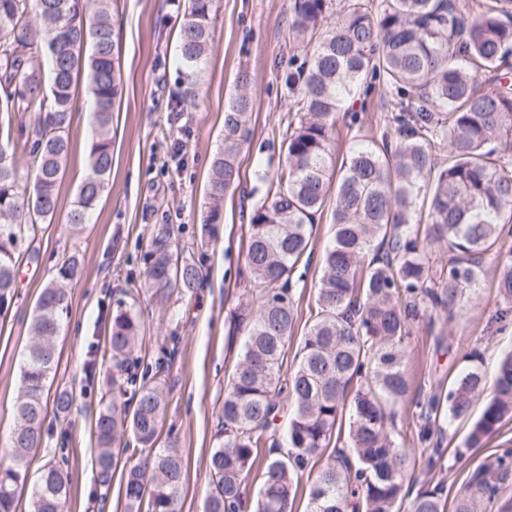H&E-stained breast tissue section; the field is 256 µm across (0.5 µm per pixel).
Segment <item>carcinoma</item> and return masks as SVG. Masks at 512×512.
<instances>
[{"label":"carcinoma","mask_w":512,"mask_h":512,"mask_svg":"<svg viewBox=\"0 0 512 512\" xmlns=\"http://www.w3.org/2000/svg\"><path fill=\"white\" fill-rule=\"evenodd\" d=\"M212 2L184 0L179 51L188 100L198 95L214 43ZM332 2L293 3L290 29L309 62L288 72L297 121L283 134L284 167L270 183L271 200L253 211L247 229L245 269L262 296L256 311L232 315L245 341L224 389L204 512H291L304 482L309 512H447L445 481L428 477L448 470L445 424L470 416L490 376L493 395L455 456L481 447L512 418V351L490 368L473 350L446 394L412 400L417 441L432 445L421 481L396 423L411 390L408 340L426 317L454 321L462 296L481 288L489 262L502 304L496 321L512 324V245L505 237L512 235V0H342L331 21ZM37 41L46 82L34 64ZM82 76L94 136L89 172L66 216L75 227L87 223L112 170L120 94L112 14L107 0H0V112L34 113V140L21 147L0 127V312L15 295L20 243L57 212ZM372 77L397 91L390 129L338 167L336 112ZM251 111L244 91L224 111L203 219L209 232L239 182L237 157ZM22 161L33 173L30 188L19 180ZM328 205L333 235L322 257L316 317L285 371L296 320L290 275L311 246L309 227ZM152 246L145 287L192 294L202 286L201 265L168 228L158 230ZM81 274L78 256H67L38 298L14 403L12 459L0 466V512H17L28 486V512H66L68 472L47 463L32 481L29 456L42 445L48 408L64 420L74 405L73 391H49L55 341L69 310L65 283ZM107 352L94 422L99 485L109 486L120 468L128 512H179L184 458L173 441L157 447L169 354L163 349L150 362L138 356V316L124 304L112 313ZM286 406L291 415L281 443L273 436ZM511 479L507 445L473 470L454 512H480L485 501L512 512V498L499 496ZM251 480L258 483L252 500Z\"/></svg>","instance_id":"obj_1"}]
</instances>
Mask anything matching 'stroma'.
Wrapping results in <instances>:
<instances>
[{
	"label": "stroma",
	"mask_w": 512,
	"mask_h": 512,
	"mask_svg": "<svg viewBox=\"0 0 512 512\" xmlns=\"http://www.w3.org/2000/svg\"><path fill=\"white\" fill-rule=\"evenodd\" d=\"M292 7L293 0H214L215 42L199 77L200 95L190 104L182 99L178 33L183 12L176 0H111L122 96L112 114L109 184L88 224L77 229L67 224L88 171L93 132L91 101L81 90L56 216L35 238L22 241L17 296L0 314V463L5 464L12 453L13 406L35 304L62 257L79 254L83 271L68 286L70 312L57 339L54 380L73 390L76 404L66 421L47 418L43 444L31 464L36 470L50 461L65 463L71 479L68 512H127L121 475H113L106 488L97 482L92 423L106 365L97 363L92 372L86 365L91 355H102L113 311L135 290L144 353L155 357L164 346L173 352L164 427L177 439L186 465L181 512H203L224 388L243 342L234 335L228 314L237 305H255L259 294L257 287L239 282L245 232L283 163L282 134L296 118L286 85ZM242 71L249 75L244 88L238 83ZM242 90L251 96L253 110L248 141L237 157L241 185L225 196L224 219L211 236L202 230V217L212 160L222 144L224 109ZM394 96L393 90L375 85L364 96L355 124L349 119L352 104L342 107L336 115L337 159L381 134L390 117L384 103ZM164 224L207 273L195 294L161 298L139 290L153 232ZM330 227V214H322L313 230L312 253L291 274L298 316L284 359L288 366L317 312L316 285ZM497 309L488 278L478 294L463 299L455 322L445 329L443 347H436L429 323L421 322L408 343L413 392L447 390L470 350H480L490 362L512 350V327L497 330ZM508 439L512 420L455 462L446 473L449 495H456L473 468Z\"/></svg>",
	"instance_id": "1"
}]
</instances>
